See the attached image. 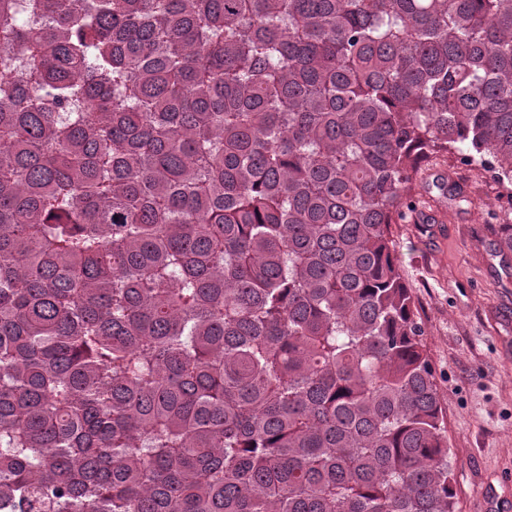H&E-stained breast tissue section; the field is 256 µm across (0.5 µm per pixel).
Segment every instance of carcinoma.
Masks as SVG:
<instances>
[{"instance_id": "1", "label": "carcinoma", "mask_w": 512, "mask_h": 512, "mask_svg": "<svg viewBox=\"0 0 512 512\" xmlns=\"http://www.w3.org/2000/svg\"><path fill=\"white\" fill-rule=\"evenodd\" d=\"M441 151L512 200V0H0V512H457Z\"/></svg>"}]
</instances>
